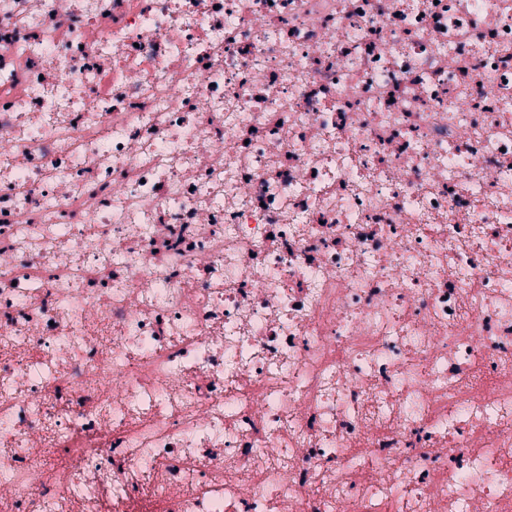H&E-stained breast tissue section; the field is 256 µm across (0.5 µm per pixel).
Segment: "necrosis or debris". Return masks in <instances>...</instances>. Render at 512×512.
I'll use <instances>...</instances> for the list:
<instances>
[{
    "label": "necrosis or debris",
    "instance_id": "obj_1",
    "mask_svg": "<svg viewBox=\"0 0 512 512\" xmlns=\"http://www.w3.org/2000/svg\"><path fill=\"white\" fill-rule=\"evenodd\" d=\"M0 512H512V0H0Z\"/></svg>",
    "mask_w": 512,
    "mask_h": 512
}]
</instances>
